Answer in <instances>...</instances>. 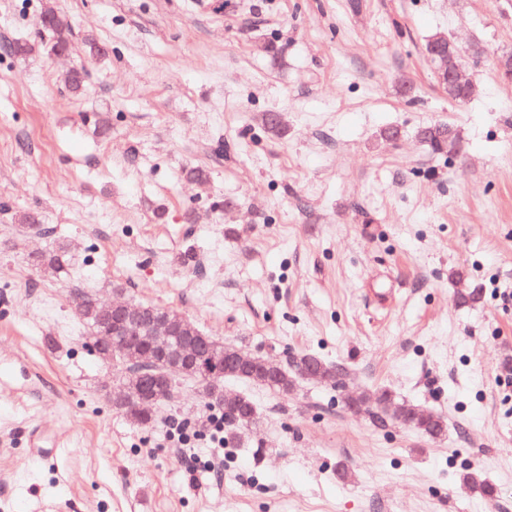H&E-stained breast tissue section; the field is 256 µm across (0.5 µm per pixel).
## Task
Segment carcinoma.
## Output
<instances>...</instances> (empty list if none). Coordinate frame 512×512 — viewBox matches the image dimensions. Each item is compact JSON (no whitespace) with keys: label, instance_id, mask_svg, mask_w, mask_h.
Returning <instances> with one entry per match:
<instances>
[{"label":"carcinoma","instance_id":"1","mask_svg":"<svg viewBox=\"0 0 512 512\" xmlns=\"http://www.w3.org/2000/svg\"><path fill=\"white\" fill-rule=\"evenodd\" d=\"M43 15L50 17V22L39 19L37 26L39 33L49 36V48L56 46L71 47L72 27L66 16L54 11L46 10ZM420 140L436 152L448 149V139L439 128L432 129L429 133H419ZM33 265L43 271L60 275L65 272L68 263V250L64 246L51 248L35 255L32 258ZM75 306L80 308L79 319L89 329L92 336H107L111 338V345L101 348H88L93 356L102 361L108 356L117 359L124 356L127 350H135L145 354L149 332L126 331L123 323L117 317H108L100 312L96 304V298L83 291L74 293ZM169 327L174 329L170 341L173 343L184 342L191 338L202 343L203 353L210 360L219 363L222 374L218 377L193 378L197 372V366L187 363L183 366L182 380L195 381L203 387H215L218 394L205 398L207 406L216 408L224 413V423L229 427L243 425L251 410L255 408L253 401L244 395H232L224 392V380L227 378L247 381L263 386L277 393L290 391L296 380V373L302 372L307 361L314 358L312 354H304L292 361L288 366L281 362L273 363L271 360L260 356H250V361L245 365L228 364L224 362L225 355L234 350V346L218 341L211 336L203 335L190 321H172ZM158 373V368L143 369L138 363L128 361L117 367L114 373L117 390L110 392L109 399L112 406L125 414L131 421L148 425L153 420V411L149 404L137 401L138 394L149 385L153 375ZM345 370L340 365L319 361L315 372L318 381L339 388L343 385ZM345 405H354L358 410L368 414L376 422L386 420L393 421L400 426L416 431L429 438L431 431L438 430L440 435L448 431V423L445 417L438 413H426L420 406L400 400L387 389H376L365 395L357 397L349 396L345 399ZM463 482L473 491L483 497H492L495 488L486 480L481 471L472 469L463 475Z\"/></svg>","mask_w":512,"mask_h":512}]
</instances>
